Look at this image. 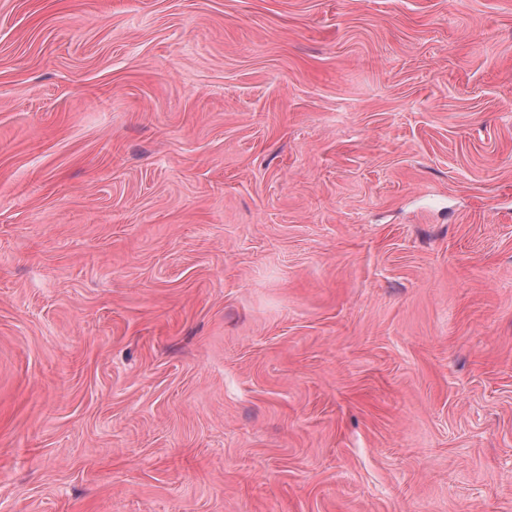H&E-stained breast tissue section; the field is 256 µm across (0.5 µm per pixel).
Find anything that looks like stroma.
<instances>
[{"instance_id":"stroma-1","label":"stroma","mask_w":512,"mask_h":512,"mask_svg":"<svg viewBox=\"0 0 512 512\" xmlns=\"http://www.w3.org/2000/svg\"><path fill=\"white\" fill-rule=\"evenodd\" d=\"M0 512H512V0H0Z\"/></svg>"}]
</instances>
